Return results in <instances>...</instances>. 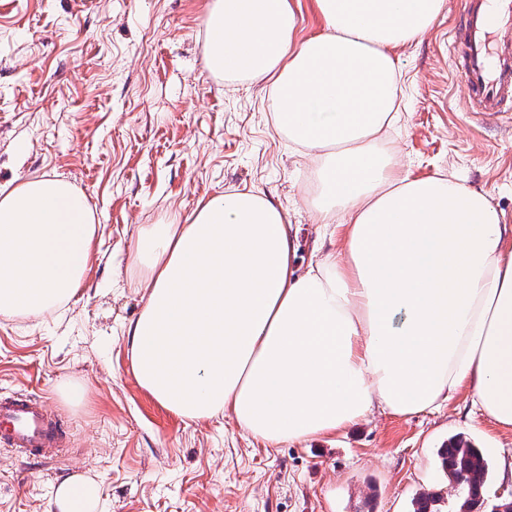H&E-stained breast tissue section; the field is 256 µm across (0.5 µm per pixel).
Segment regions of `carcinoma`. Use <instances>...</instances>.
<instances>
[{
	"label": "carcinoma",
	"mask_w": 512,
	"mask_h": 512,
	"mask_svg": "<svg viewBox=\"0 0 512 512\" xmlns=\"http://www.w3.org/2000/svg\"><path fill=\"white\" fill-rule=\"evenodd\" d=\"M440 458L448 478L465 490L455 512H479L489 477V464L481 450L458 437L448 441ZM438 502L437 495L423 492L414 501V512H437Z\"/></svg>",
	"instance_id": "carcinoma-1"
}]
</instances>
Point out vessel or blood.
I'll return each mask as SVG.
<instances>
[{
  "instance_id": "vessel-or-blood-1",
  "label": "vessel or blood",
  "mask_w": 512,
  "mask_h": 512,
  "mask_svg": "<svg viewBox=\"0 0 512 512\" xmlns=\"http://www.w3.org/2000/svg\"><path fill=\"white\" fill-rule=\"evenodd\" d=\"M449 31V61L462 77L461 94L473 115H496L512 101V0H464ZM59 422L36 400L0 398V445L21 456L64 455Z\"/></svg>"
}]
</instances>
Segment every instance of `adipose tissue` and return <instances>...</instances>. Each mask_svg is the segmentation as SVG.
<instances>
[{"label": "adipose tissue", "instance_id": "obj_1", "mask_svg": "<svg viewBox=\"0 0 512 512\" xmlns=\"http://www.w3.org/2000/svg\"><path fill=\"white\" fill-rule=\"evenodd\" d=\"M443 3L315 0L324 29L297 42L290 0H212L208 69L264 86L277 133L314 160L307 203L341 217L344 246L299 271L286 212L250 188L141 227L130 262L147 300L126 329L130 364L179 417L228 415L278 446L465 391L512 428V225L488 190L404 175L384 138L403 96L393 51L421 42ZM96 224L67 179L0 186V317L62 308ZM55 502L99 512V486L66 480Z\"/></svg>", "mask_w": 512, "mask_h": 512}]
</instances>
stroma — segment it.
Returning <instances> with one entry per match:
<instances>
[{
    "mask_svg": "<svg viewBox=\"0 0 512 512\" xmlns=\"http://www.w3.org/2000/svg\"><path fill=\"white\" fill-rule=\"evenodd\" d=\"M210 0H10L0 11V185L56 174L87 196L98 232L60 310L0 317V395L38 398L67 431L57 462L0 450V512H58L54 492L95 477L105 512H412L423 492L455 512L437 452L454 435L489 462L481 512L512 496V429L460 393L411 415L375 410L331 437L270 447L228 416L182 419L130 368L126 326L145 291L129 267L140 228L243 187L298 227L299 264L342 248L302 199L310 159L270 123L261 85L225 87L205 62ZM445 0L422 42L396 48L404 81L391 137L414 178L453 174L493 191L512 225V118H473L448 63ZM83 388L74 404L65 385Z\"/></svg>",
    "mask_w": 512,
    "mask_h": 512,
    "instance_id": "1",
    "label": "stroma"
}]
</instances>
